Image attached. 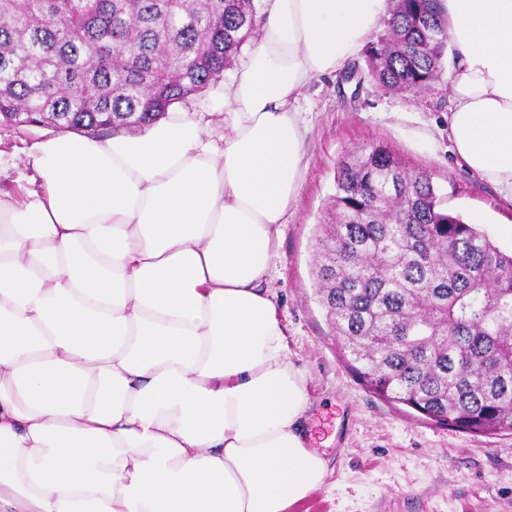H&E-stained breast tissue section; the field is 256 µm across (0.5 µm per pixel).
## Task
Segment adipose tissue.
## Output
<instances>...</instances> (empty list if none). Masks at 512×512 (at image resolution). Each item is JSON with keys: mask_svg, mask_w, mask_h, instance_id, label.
I'll return each instance as SVG.
<instances>
[{"mask_svg": "<svg viewBox=\"0 0 512 512\" xmlns=\"http://www.w3.org/2000/svg\"><path fill=\"white\" fill-rule=\"evenodd\" d=\"M440 5L448 136L512 200V0ZM392 7L264 0L223 148L178 110L37 144L40 190L0 195V512H289L323 485L265 282L301 186L302 90Z\"/></svg>", "mask_w": 512, "mask_h": 512, "instance_id": "obj_1", "label": "adipose tissue"}]
</instances>
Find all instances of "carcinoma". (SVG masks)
I'll return each mask as SVG.
<instances>
[{
  "instance_id": "obj_1",
  "label": "carcinoma",
  "mask_w": 512,
  "mask_h": 512,
  "mask_svg": "<svg viewBox=\"0 0 512 512\" xmlns=\"http://www.w3.org/2000/svg\"><path fill=\"white\" fill-rule=\"evenodd\" d=\"M254 0H0V121L109 136L216 85L260 32ZM439 0H396L365 61L386 93L440 79ZM383 146L336 174L317 294L380 397L452 429L512 431V253Z\"/></svg>"
}]
</instances>
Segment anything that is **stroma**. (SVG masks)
Returning a JSON list of instances; mask_svg holds the SVG:
<instances>
[{"label":"stroma","instance_id":"1","mask_svg":"<svg viewBox=\"0 0 512 512\" xmlns=\"http://www.w3.org/2000/svg\"><path fill=\"white\" fill-rule=\"evenodd\" d=\"M223 95L219 83L180 104L218 147L230 125ZM297 108L307 127L302 185L266 286L285 328L287 357L306 375L310 444L328 474L292 512H512V433L451 430L373 393L337 345L313 276L317 227L331 207L337 169L355 150L380 144L404 167L425 172L443 208L507 252L512 241L497 229L512 225V201L453 155L447 81L416 94H387L371 78L358 85L326 73L307 84ZM53 134L49 127L0 125V195L40 189L32 154Z\"/></svg>","mask_w":512,"mask_h":512}]
</instances>
